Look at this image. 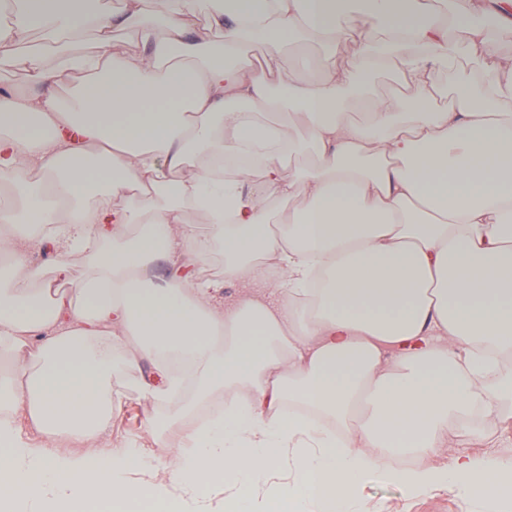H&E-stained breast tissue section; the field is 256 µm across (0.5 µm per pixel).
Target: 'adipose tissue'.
<instances>
[{
  "label": "adipose tissue",
  "instance_id": "ef3b65f1",
  "mask_svg": "<svg viewBox=\"0 0 512 512\" xmlns=\"http://www.w3.org/2000/svg\"><path fill=\"white\" fill-rule=\"evenodd\" d=\"M98 3L0 0V65L28 76L0 96V512H368L369 478L504 512L511 458L434 459L472 417L512 418V56L482 20L512 23V0H477L461 53L435 0L343 26L334 0ZM293 42L320 47L311 69ZM390 66L407 111L368 97ZM242 153L257 164L216 169ZM215 243L247 287L224 305L173 261ZM48 244L82 258L71 290L30 265ZM143 359L162 386L133 377ZM128 390L171 405V469L101 444Z\"/></svg>",
  "mask_w": 512,
  "mask_h": 512
}]
</instances>
